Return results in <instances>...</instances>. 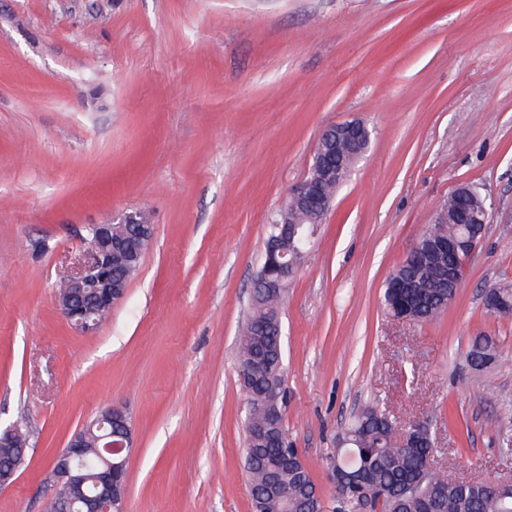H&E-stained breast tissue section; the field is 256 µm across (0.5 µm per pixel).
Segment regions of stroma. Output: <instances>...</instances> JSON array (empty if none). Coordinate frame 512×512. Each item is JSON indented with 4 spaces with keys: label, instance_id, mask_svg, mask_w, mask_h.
I'll return each mask as SVG.
<instances>
[{
    "label": "stroma",
    "instance_id": "obj_1",
    "mask_svg": "<svg viewBox=\"0 0 512 512\" xmlns=\"http://www.w3.org/2000/svg\"><path fill=\"white\" fill-rule=\"evenodd\" d=\"M354 119L370 148L281 308L288 436L329 503L325 458L373 401L427 420L453 475L512 477V317L484 305L512 283V0H0V429L29 440L0 512H43L54 455L114 404L128 512H251V278L320 133ZM469 182L494 207L455 299L395 319L387 277ZM136 209L154 237L79 334L57 286L87 225ZM493 351L496 352L494 343L487 337L476 339L469 351L468 358L477 370L485 368L493 359Z\"/></svg>",
    "mask_w": 512,
    "mask_h": 512
}]
</instances>
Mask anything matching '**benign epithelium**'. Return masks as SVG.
I'll return each mask as SVG.
<instances>
[{
	"label": "benign epithelium",
	"mask_w": 512,
	"mask_h": 512,
	"mask_svg": "<svg viewBox=\"0 0 512 512\" xmlns=\"http://www.w3.org/2000/svg\"><path fill=\"white\" fill-rule=\"evenodd\" d=\"M371 132L360 120L344 121L327 126L319 136L313 154V177H306L289 194V199L301 203L311 213L310 223L321 224L331 210L334 198L324 192V184L341 185L346 177L343 162L355 164L368 151ZM489 211L464 213L466 238H423L422 243L408 253V260L417 259L428 251H448L459 256L462 265L471 260L481 238ZM154 225L145 224L139 211L124 212L99 224L87 227V250L76 271L63 281L65 292L58 296L63 317L81 334H94L101 322L96 314L110 310L123 297L126 287L112 276V258L121 256L127 265V276L139 267V260L153 238ZM266 251L277 254V278L266 279L260 269L254 276V284L264 285L272 291L288 287L298 269L295 257L288 256L284 248H277L273 240L266 242ZM102 468L95 478L97 493H86V480L76 473L83 467L84 452L94 431ZM252 432L278 440L281 447L289 445L285 435L277 434L275 421L258 423ZM133 450L132 422L126 409L112 406L103 409L75 433L66 446L54 457L49 480L56 512H127L126 463ZM19 470L18 463L6 460L0 466V488L14 483Z\"/></svg>",
	"instance_id": "7a95c632"
}]
</instances>
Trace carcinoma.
Returning <instances> with one entry per match:
<instances>
[{"instance_id":"1","label":"carcinoma","mask_w":512,"mask_h":512,"mask_svg":"<svg viewBox=\"0 0 512 512\" xmlns=\"http://www.w3.org/2000/svg\"><path fill=\"white\" fill-rule=\"evenodd\" d=\"M465 208L485 206L481 184L469 183ZM428 231L439 237L464 234L455 223L430 224ZM454 255L428 254L420 263L406 262L393 275H403L408 283L404 293L384 291V304L391 314L408 308L420 323H429L448 308L451 294L433 282L434 269L454 265ZM497 302L495 314L512 316V285L504 283L489 290ZM284 295H272L262 287L253 288L250 312L238 339L237 363L247 393L245 422L264 418L268 408L283 406L285 391L283 357L277 352V323ZM494 343L487 337L476 339L468 358L478 370L493 359ZM412 429L401 425L377 403L366 405L340 433L338 448L326 457L336 460V512H349L357 490L347 485L346 476L360 473V487L373 492L375 512H423L421 503L436 498L435 512H505L512 509V494L494 492L490 484H451L448 475L425 468V448H405L402 439ZM245 463L251 484L253 512H326V505L307 464L296 458V468L306 475L297 482L289 476L287 449L258 440L244 431ZM278 474L279 497L271 499L267 485L271 472Z\"/></svg>"}]
</instances>
